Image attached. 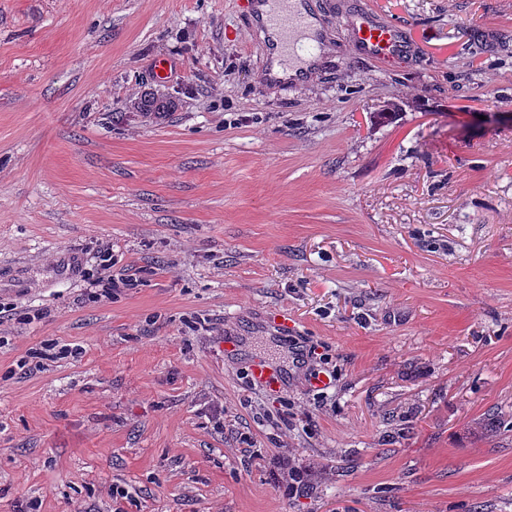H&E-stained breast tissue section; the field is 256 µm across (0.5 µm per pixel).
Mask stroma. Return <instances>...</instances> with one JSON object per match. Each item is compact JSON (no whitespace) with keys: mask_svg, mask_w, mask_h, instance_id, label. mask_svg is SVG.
Returning a JSON list of instances; mask_svg holds the SVG:
<instances>
[{"mask_svg":"<svg viewBox=\"0 0 512 512\" xmlns=\"http://www.w3.org/2000/svg\"><path fill=\"white\" fill-rule=\"evenodd\" d=\"M252 4L0 0V512H512V0H312L283 82ZM103 242L135 285L93 302ZM283 314L325 393L227 361H289ZM350 23L363 55L381 59L404 52L401 28L392 23H379L373 10L361 7ZM277 471L274 473L278 485H285L290 493H297L303 485L306 471L297 461L289 456L276 458Z\"/></svg>","mask_w":512,"mask_h":512,"instance_id":"obj_1","label":"stroma"}]
</instances>
